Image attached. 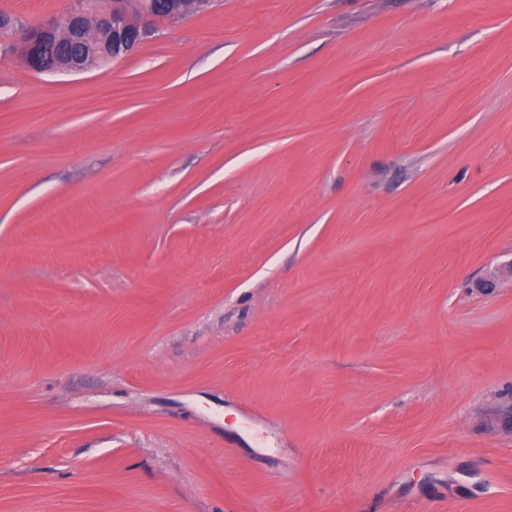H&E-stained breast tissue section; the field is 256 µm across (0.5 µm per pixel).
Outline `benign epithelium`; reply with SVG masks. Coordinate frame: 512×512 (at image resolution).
Returning <instances> with one entry per match:
<instances>
[{"label":"benign epithelium","instance_id":"benign-epithelium-1","mask_svg":"<svg viewBox=\"0 0 512 512\" xmlns=\"http://www.w3.org/2000/svg\"><path fill=\"white\" fill-rule=\"evenodd\" d=\"M149 0H110L108 9L90 7L83 0L63 20L45 22L34 30H24L15 21L0 23V45L19 54L38 72H49L44 57L48 49L66 36L74 41L90 34V22L106 26L112 32L111 58H121L130 45H138L154 35L157 27L153 13L146 7ZM512 276V263L494 269L480 279L483 295L492 294L502 274Z\"/></svg>","mask_w":512,"mask_h":512}]
</instances>
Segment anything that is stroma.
<instances>
[{
    "label": "stroma",
    "mask_w": 512,
    "mask_h": 512,
    "mask_svg": "<svg viewBox=\"0 0 512 512\" xmlns=\"http://www.w3.org/2000/svg\"><path fill=\"white\" fill-rule=\"evenodd\" d=\"M511 259L512 0L0 53V512H512V278L473 288Z\"/></svg>",
    "instance_id": "35a3bbf8"
}]
</instances>
